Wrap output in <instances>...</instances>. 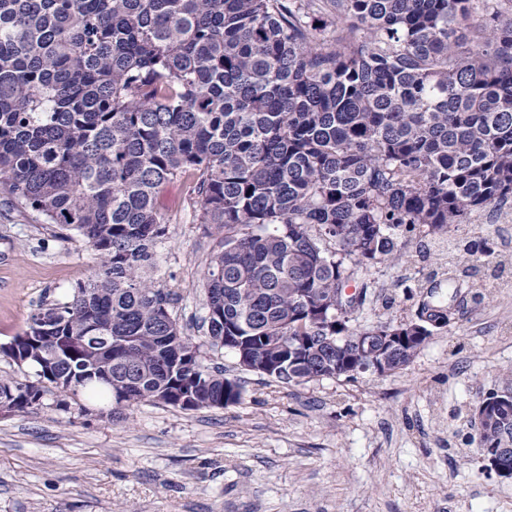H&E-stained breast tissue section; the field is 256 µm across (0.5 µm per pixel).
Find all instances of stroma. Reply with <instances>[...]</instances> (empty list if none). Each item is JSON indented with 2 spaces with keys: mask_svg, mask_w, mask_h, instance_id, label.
I'll list each match as a JSON object with an SVG mask.
<instances>
[{
  "mask_svg": "<svg viewBox=\"0 0 512 512\" xmlns=\"http://www.w3.org/2000/svg\"><path fill=\"white\" fill-rule=\"evenodd\" d=\"M167 218L148 275L177 294L173 317L201 359L241 377L240 403L186 411L112 410L82 393L0 418V512H500L512 478L487 473L475 407L512 387V269L496 287L493 262L449 261L445 244L372 268L360 322H400L422 301L454 309L398 373L286 385L240 370L208 337L204 277L219 235L200 223L190 181L164 185ZM499 260L512 259V200L473 211ZM76 231L43 223L0 185V344L41 304L64 302L96 271ZM453 275L450 296L441 283ZM431 280L432 293L414 290Z\"/></svg>",
  "mask_w": 512,
  "mask_h": 512,
  "instance_id": "stroma-1",
  "label": "stroma"
}]
</instances>
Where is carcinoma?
<instances>
[{
  "mask_svg": "<svg viewBox=\"0 0 512 512\" xmlns=\"http://www.w3.org/2000/svg\"><path fill=\"white\" fill-rule=\"evenodd\" d=\"M512 0H0V183L82 236L95 274L24 330L55 365L1 378L14 411L70 391L182 410L237 404L144 277L166 183L195 184L222 237L205 274L211 344L238 336L270 378L364 373L360 273L512 198ZM464 252L490 258L489 240ZM416 335L452 323L421 304ZM389 372L419 351L374 346ZM112 381H104L107 374ZM507 425L482 446H512Z\"/></svg>",
  "mask_w": 512,
  "mask_h": 512,
  "instance_id": "1",
  "label": "carcinoma"
}]
</instances>
